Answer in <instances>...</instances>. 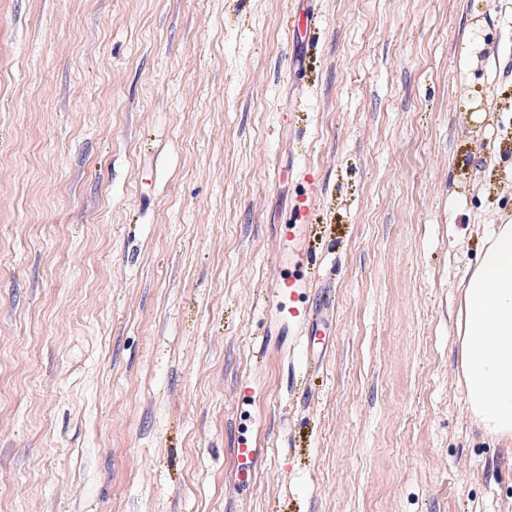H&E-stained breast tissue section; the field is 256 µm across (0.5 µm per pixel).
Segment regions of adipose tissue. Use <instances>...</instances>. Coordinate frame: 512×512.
<instances>
[{
  "label": "adipose tissue",
  "instance_id": "obj_1",
  "mask_svg": "<svg viewBox=\"0 0 512 512\" xmlns=\"http://www.w3.org/2000/svg\"><path fill=\"white\" fill-rule=\"evenodd\" d=\"M469 404L489 435L512 441V217L489 225L456 326Z\"/></svg>",
  "mask_w": 512,
  "mask_h": 512
}]
</instances>
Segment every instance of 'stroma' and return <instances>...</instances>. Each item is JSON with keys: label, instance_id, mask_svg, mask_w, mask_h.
Instances as JSON below:
<instances>
[{"label": "stroma", "instance_id": "stroma-1", "mask_svg": "<svg viewBox=\"0 0 512 512\" xmlns=\"http://www.w3.org/2000/svg\"><path fill=\"white\" fill-rule=\"evenodd\" d=\"M510 216L512 0H0V512H512ZM459 365L475 420L512 441V217L488 226L456 326ZM254 455L255 448L249 446L248 442L238 443V448L233 450L238 480L243 486H251L255 482V472L252 466Z\"/></svg>", "mask_w": 512, "mask_h": 512}]
</instances>
